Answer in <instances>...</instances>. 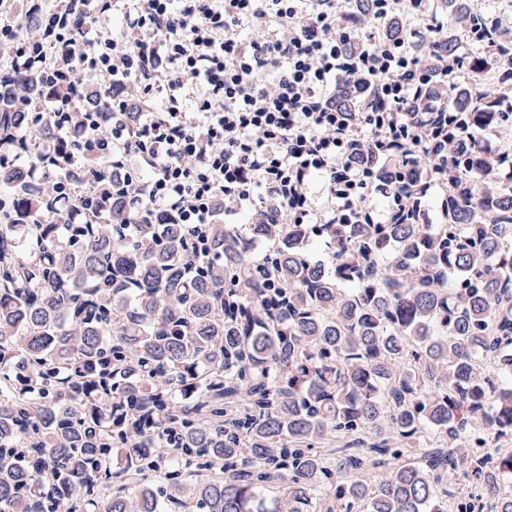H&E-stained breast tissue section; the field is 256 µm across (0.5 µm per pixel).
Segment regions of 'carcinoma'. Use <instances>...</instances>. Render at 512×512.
Here are the masks:
<instances>
[{"instance_id":"cac0c4a2","label":"carcinoma","mask_w":512,"mask_h":512,"mask_svg":"<svg viewBox=\"0 0 512 512\" xmlns=\"http://www.w3.org/2000/svg\"><path fill=\"white\" fill-rule=\"evenodd\" d=\"M430 9L456 21L423 48L448 147L383 223L127 230L118 200L95 215L110 168L45 160L47 122L19 139L42 64L0 82V512H512V176L484 175L512 145L481 143L512 123V37L473 0Z\"/></svg>"}]
</instances>
